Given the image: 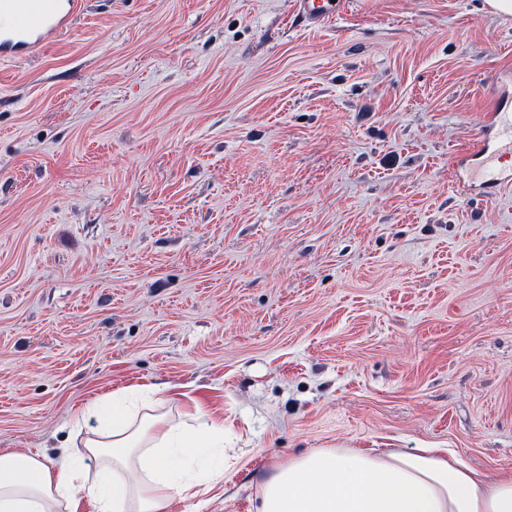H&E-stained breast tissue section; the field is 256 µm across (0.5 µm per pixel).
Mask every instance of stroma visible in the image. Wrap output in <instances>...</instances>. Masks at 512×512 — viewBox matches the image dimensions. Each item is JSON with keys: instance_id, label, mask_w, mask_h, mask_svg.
<instances>
[{"instance_id": "35a3bbf8", "label": "stroma", "mask_w": 512, "mask_h": 512, "mask_svg": "<svg viewBox=\"0 0 512 512\" xmlns=\"http://www.w3.org/2000/svg\"><path fill=\"white\" fill-rule=\"evenodd\" d=\"M85 3L0 64V453L56 464L74 414L154 386L229 449L168 512H257L323 448L512 467V187L456 165L512 102V16ZM346 0H295L294 15L305 27H321L346 9Z\"/></svg>"}]
</instances>
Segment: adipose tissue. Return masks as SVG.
Here are the masks:
<instances>
[{
	"label": "adipose tissue",
	"instance_id": "1",
	"mask_svg": "<svg viewBox=\"0 0 512 512\" xmlns=\"http://www.w3.org/2000/svg\"><path fill=\"white\" fill-rule=\"evenodd\" d=\"M99 415L86 443L95 474L70 455L50 467L36 455L1 453L0 512H78L84 498L95 512H165L172 495L223 473L204 458L223 447V426L141 416L117 392ZM257 512H512V468L490 480L444 448L318 449L274 469Z\"/></svg>",
	"mask_w": 512,
	"mask_h": 512
}]
</instances>
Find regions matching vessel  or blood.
<instances>
[{"instance_id":"1","label":"vessel or blood","mask_w":512,"mask_h":512,"mask_svg":"<svg viewBox=\"0 0 512 512\" xmlns=\"http://www.w3.org/2000/svg\"><path fill=\"white\" fill-rule=\"evenodd\" d=\"M84 0H0V60L30 57L52 42L79 15ZM346 0H295L294 15L321 27L344 11ZM487 136L463 150L459 163L472 183L491 195L512 185V109L494 104L486 115Z\"/></svg>"}]
</instances>
